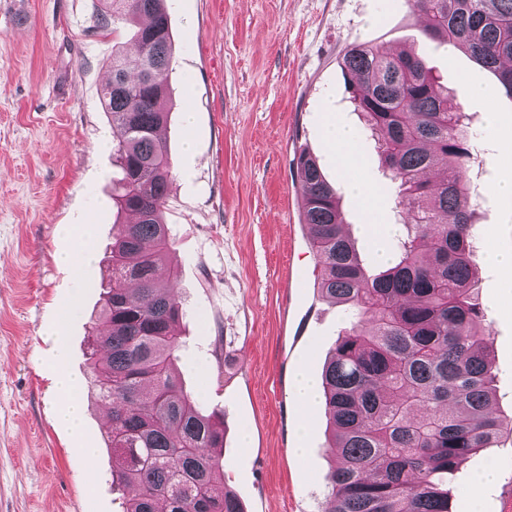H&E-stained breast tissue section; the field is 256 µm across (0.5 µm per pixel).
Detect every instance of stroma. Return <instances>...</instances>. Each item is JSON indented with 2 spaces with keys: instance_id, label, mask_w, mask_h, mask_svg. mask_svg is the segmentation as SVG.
I'll return each instance as SVG.
<instances>
[{
  "instance_id": "stroma-1",
  "label": "stroma",
  "mask_w": 512,
  "mask_h": 512,
  "mask_svg": "<svg viewBox=\"0 0 512 512\" xmlns=\"http://www.w3.org/2000/svg\"><path fill=\"white\" fill-rule=\"evenodd\" d=\"M175 44L165 131L175 179L165 209L174 241L176 293L187 317L177 367L203 412L224 415L218 483L245 512H318L335 455L323 408L304 414L292 395L296 371L320 376L351 317L316 285L310 229L292 160L316 159L336 188L360 258L379 266L412 212L388 179L341 69L346 49H416L440 82L494 95L469 107L483 162L470 172L484 200L473 215L474 291L485 312L495 379L492 410L512 418V278L492 267L512 252V98L493 73L457 45L422 37L408 0H167ZM99 0H0V512H121L112 488L104 407L83 394L74 435L56 420L55 364L85 378L88 322L108 270L112 224V132L101 90L112 57ZM193 112V125L184 115ZM497 113L489 124L488 113ZM355 132L358 168L343 170L326 131ZM358 181L370 198L352 194ZM89 224L96 260L75 274L57 260L73 241L62 226ZM380 225V244L361 227ZM304 271L288 285V266ZM75 311H67L70 300ZM65 320L67 342L46 332ZM308 416L309 434L298 429ZM97 450L87 461L80 442ZM304 449L297 457L296 449ZM496 476L472 497L476 474ZM454 512H512V438L467 458L450 478Z\"/></svg>"
}]
</instances>
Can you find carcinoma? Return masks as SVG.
Masks as SVG:
<instances>
[{"label":"carcinoma","instance_id":"1","mask_svg":"<svg viewBox=\"0 0 512 512\" xmlns=\"http://www.w3.org/2000/svg\"><path fill=\"white\" fill-rule=\"evenodd\" d=\"M104 2L100 27L133 26L131 47L112 46L101 96L120 232L88 336L89 392L112 410V485L128 492L123 512H244L215 484L224 414L199 411L174 368L184 310L164 274L173 166L162 131L174 57L166 0ZM409 2L425 18L424 38L462 47L512 98V0ZM341 66L415 220L393 264L368 270L343 231L336 189L306 150L294 157L320 292L351 313L322 375L338 460L320 512H453L449 476L512 435V419L491 410L490 336L476 328L482 308L471 288L468 173L478 153L464 107L436 88L416 51L353 44Z\"/></svg>","mask_w":512,"mask_h":512}]
</instances>
